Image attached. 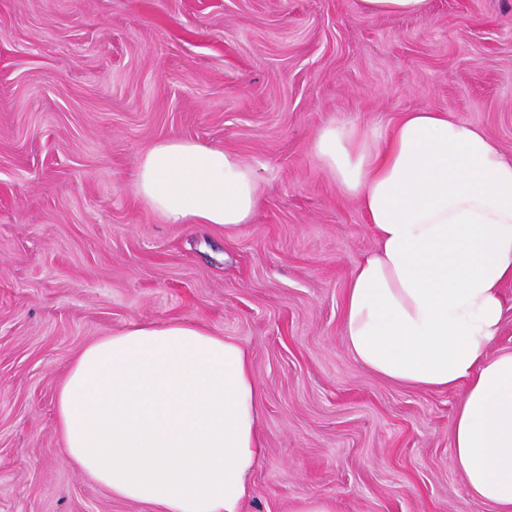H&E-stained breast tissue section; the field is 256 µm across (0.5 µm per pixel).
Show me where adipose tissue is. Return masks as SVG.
<instances>
[{
    "mask_svg": "<svg viewBox=\"0 0 512 512\" xmlns=\"http://www.w3.org/2000/svg\"><path fill=\"white\" fill-rule=\"evenodd\" d=\"M313 149L377 241L345 290L349 350L378 377L463 388L453 465L477 501L512 512V351H491L512 281V157L434 109L372 130L334 123ZM132 184L168 224L233 231L258 205L247 163L186 139L152 144ZM263 407L242 344L193 321H140L69 366L56 424L70 458L115 499L155 512H242L265 453Z\"/></svg>",
    "mask_w": 512,
    "mask_h": 512,
    "instance_id": "1",
    "label": "adipose tissue"
}]
</instances>
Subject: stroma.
<instances>
[{"label": "stroma", "instance_id": "1", "mask_svg": "<svg viewBox=\"0 0 512 512\" xmlns=\"http://www.w3.org/2000/svg\"><path fill=\"white\" fill-rule=\"evenodd\" d=\"M422 109L512 155V0H0V512H153L70 461L55 400L89 343L169 319L251 355L266 455L243 512H493L451 461L462 390L379 378L341 331L376 240L313 142ZM169 137L252 167L248 224L146 209L132 176ZM367 16L424 14L426 0H360Z\"/></svg>", "mask_w": 512, "mask_h": 512}]
</instances>
